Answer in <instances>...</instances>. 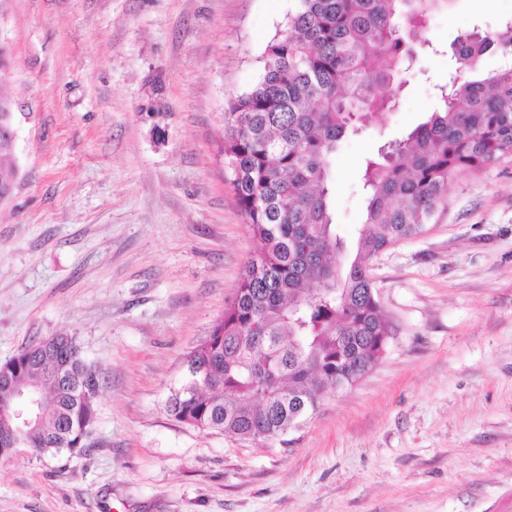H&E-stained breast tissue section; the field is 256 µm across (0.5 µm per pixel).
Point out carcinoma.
Masks as SVG:
<instances>
[{
  "label": "carcinoma",
  "instance_id": "1",
  "mask_svg": "<svg viewBox=\"0 0 512 512\" xmlns=\"http://www.w3.org/2000/svg\"><path fill=\"white\" fill-rule=\"evenodd\" d=\"M266 45L263 73L224 111V161L258 254L169 412L202 430L244 440L300 428L328 393L358 382L381 359L391 326L376 297L371 260L416 237L448 206L453 177L512 155V65L477 78L489 52L512 55V21L498 34L455 41L456 76L437 107L405 137L366 159L365 224L353 247L333 223L331 163L350 131L395 110L428 21L448 0H295ZM39 425L24 439L38 455L74 453L84 410L78 381L96 376L72 336L32 345L0 382L12 389L48 372Z\"/></svg>",
  "mask_w": 512,
  "mask_h": 512
}]
</instances>
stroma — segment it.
Instances as JSON below:
<instances>
[{"label": "stroma", "mask_w": 512, "mask_h": 512, "mask_svg": "<svg viewBox=\"0 0 512 512\" xmlns=\"http://www.w3.org/2000/svg\"><path fill=\"white\" fill-rule=\"evenodd\" d=\"M294 0H0L19 179L0 201V364L75 337L101 389L82 452L0 459V512H512V157L376 256L392 336L298 430L234 439L167 399L259 250L224 163V110ZM512 0L433 17L397 111L333 160L335 222H365L364 160L436 104L451 45Z\"/></svg>", "instance_id": "35a3bbf8"}]
</instances>
